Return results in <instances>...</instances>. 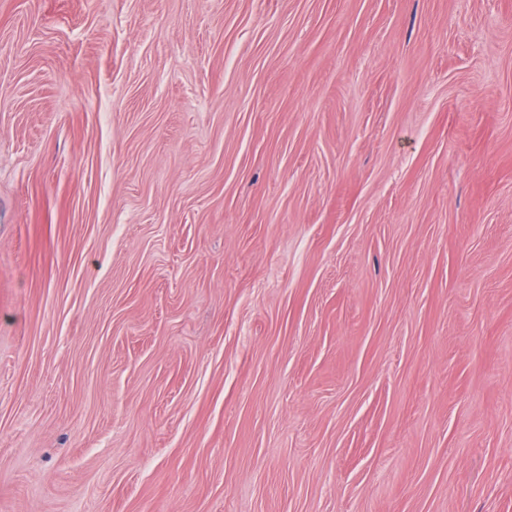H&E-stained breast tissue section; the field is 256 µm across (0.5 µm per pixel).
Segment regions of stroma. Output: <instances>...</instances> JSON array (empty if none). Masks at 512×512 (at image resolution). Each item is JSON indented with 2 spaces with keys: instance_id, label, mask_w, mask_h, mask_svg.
Wrapping results in <instances>:
<instances>
[{
  "instance_id": "obj_1",
  "label": "stroma",
  "mask_w": 512,
  "mask_h": 512,
  "mask_svg": "<svg viewBox=\"0 0 512 512\" xmlns=\"http://www.w3.org/2000/svg\"><path fill=\"white\" fill-rule=\"evenodd\" d=\"M0 512H512V0H0Z\"/></svg>"
}]
</instances>
